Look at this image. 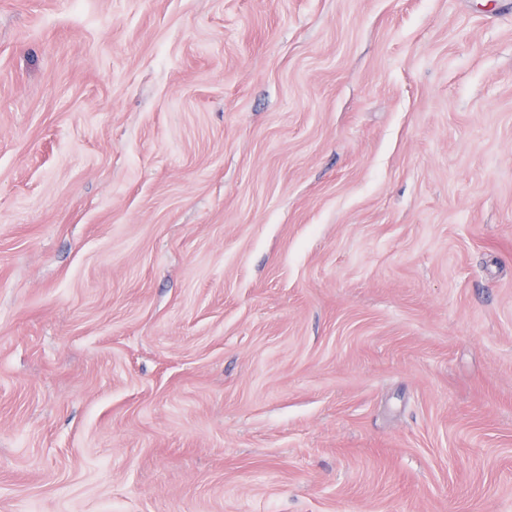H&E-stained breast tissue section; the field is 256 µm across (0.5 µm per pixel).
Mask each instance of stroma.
<instances>
[{
  "instance_id": "35a3bbf8",
  "label": "stroma",
  "mask_w": 512,
  "mask_h": 512,
  "mask_svg": "<svg viewBox=\"0 0 512 512\" xmlns=\"http://www.w3.org/2000/svg\"><path fill=\"white\" fill-rule=\"evenodd\" d=\"M0 512H512V0H0Z\"/></svg>"
}]
</instances>
